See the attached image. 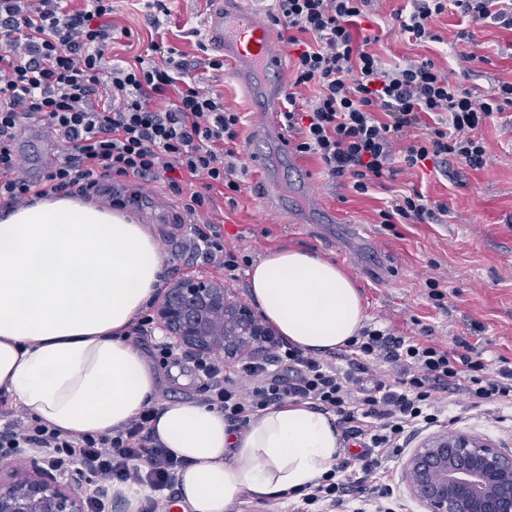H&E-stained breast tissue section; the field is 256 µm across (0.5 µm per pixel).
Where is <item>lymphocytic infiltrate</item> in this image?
Segmentation results:
<instances>
[{
  "instance_id": "f902f5d3",
  "label": "lymphocytic infiltrate",
  "mask_w": 512,
  "mask_h": 512,
  "mask_svg": "<svg viewBox=\"0 0 512 512\" xmlns=\"http://www.w3.org/2000/svg\"><path fill=\"white\" fill-rule=\"evenodd\" d=\"M368 0H273L270 21L292 59L283 114L293 148L316 158L332 181L357 194L393 181L401 168L433 170L448 158L484 168L487 148L477 131L493 114L512 109V82L481 93L461 88L429 58L385 67L372 51L377 35L363 33ZM457 7L470 21L512 30V0H417L401 21L409 39L439 41L432 23ZM112 0H0V207L12 209L50 195L86 193L99 178L133 183L138 193L164 181L183 212H205L214 192H240L235 150L241 113L212 89L183 80L176 48L161 63L136 58L105 68L112 43ZM37 119L65 156L39 177L26 173L15 140L24 119ZM448 206L422 191L399 195L379 217L385 224H434ZM203 263L234 274L248 254L227 249L213 225L194 226ZM344 366L306 353L285 340L271 344L270 360L225 372L217 360L197 364L208 379L207 401L231 422L246 423L272 404L306 401L340 416L366 452L359 468L335 466L301 490L297 512L325 503L342 506L353 487L391 497L368 449L397 454L413 429L437 423L435 393L463 392L471 407H512V361L491 366L448 347L394 335L373 325L348 345ZM144 410L126 426L102 434L62 435L20 413L0 426V458L18 461L32 448L58 466L81 461L101 486L88 512H112L107 489L138 485L171 490L182 463L163 448Z\"/></svg>"
}]
</instances>
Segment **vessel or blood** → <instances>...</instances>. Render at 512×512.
<instances>
[{"mask_svg": "<svg viewBox=\"0 0 512 512\" xmlns=\"http://www.w3.org/2000/svg\"><path fill=\"white\" fill-rule=\"evenodd\" d=\"M206 24L211 50L234 63L232 80L251 87L258 123L250 158L263 175L260 190L269 207L284 208V182L288 175L298 174L299 166L281 120L287 87L284 56L275 46L274 28L251 0H211Z\"/></svg>", "mask_w": 512, "mask_h": 512, "instance_id": "obj_1", "label": "vessel or blood"}]
</instances>
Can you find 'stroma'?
I'll return each mask as SVG.
<instances>
[{
  "instance_id": "35a3bbf8",
  "label": "stroma",
  "mask_w": 512,
  "mask_h": 512,
  "mask_svg": "<svg viewBox=\"0 0 512 512\" xmlns=\"http://www.w3.org/2000/svg\"><path fill=\"white\" fill-rule=\"evenodd\" d=\"M112 23L116 29L130 30V37H118L111 45L106 64L150 54L154 42L164 41L184 54L185 79L223 94L224 105L243 116L237 178L240 193L228 199L215 194L205 221L224 234V244L261 260L280 247H300L329 259L357 283L367 320L388 327L395 335L414 336L442 344L462 338L485 359L499 356L512 360V112L493 115L480 134L492 157L482 169L474 170L457 160H449L442 170L424 175L407 170L387 188L359 195L342 185L330 184L315 159L303 158L311 182L309 189L328 206L336 209L341 221L335 224L308 223L305 204L270 210L259 193L261 176L249 162V143L256 128L248 92L231 78L213 82L211 71L201 63L195 41L186 39L189 29H204L210 0H167L169 13L154 17L145 0H112ZM412 0H373L371 11L379 25L381 39L373 51L383 63L392 66L437 60L463 87L490 90L501 82H512V31L485 23L469 25L456 8L436 19L434 30L442 42L407 41L396 19L397 12H411ZM468 28L469 39L453 42L461 28ZM471 53L470 76H461L458 54ZM423 189L438 203H446L448 217L443 224L381 223L378 213L395 195ZM121 194L125 213L147 225L157 239L167 265V277L186 275L223 279L241 299H248L249 269L241 267L236 279L226 278L223 268L201 265L191 248H171V240L187 234L188 225L179 221L180 203L164 183L152 184L146 194L135 186L114 189L110 179H100L87 194L88 201L108 208L113 194ZM160 330L145 337L142 346L159 377L162 399L206 400L207 380L188 358L164 363L158 344L164 343ZM448 416L459 429L474 432L504 446L512 453V408L502 409V422L483 416L458 393L440 395ZM428 427L408 435L404 451L380 461L379 473L393 490L395 499L408 512H426L413 499L401 479L406 455L424 438L436 434Z\"/></svg>"
}]
</instances>
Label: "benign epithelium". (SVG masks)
Listing matches in <instances>:
<instances>
[{"label":"benign epithelium","mask_w":512,"mask_h":512,"mask_svg":"<svg viewBox=\"0 0 512 512\" xmlns=\"http://www.w3.org/2000/svg\"><path fill=\"white\" fill-rule=\"evenodd\" d=\"M153 319L174 350L194 360L217 356L227 367L264 355L274 335L224 281L194 275L162 289ZM402 480L426 512H512V454L467 430L423 439L405 460ZM88 497L35 458L0 469V512H87Z\"/></svg>","instance_id":"obj_1"}]
</instances>
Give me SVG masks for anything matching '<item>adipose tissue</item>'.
I'll list each match as a JSON object with an SVG mask.
<instances>
[{"label": "adipose tissue", "instance_id": "adipose-tissue-1", "mask_svg": "<svg viewBox=\"0 0 512 512\" xmlns=\"http://www.w3.org/2000/svg\"><path fill=\"white\" fill-rule=\"evenodd\" d=\"M249 295L290 344L325 355L358 335L354 280L299 248L272 251ZM165 279L144 225L76 197L0 218V396L64 434L102 433L154 408L156 435L184 466L183 512H234L242 497L281 498L316 484L342 455L332 416L272 405L246 424L194 399L160 400L144 351L127 339Z\"/></svg>", "mask_w": 512, "mask_h": 512}]
</instances>
